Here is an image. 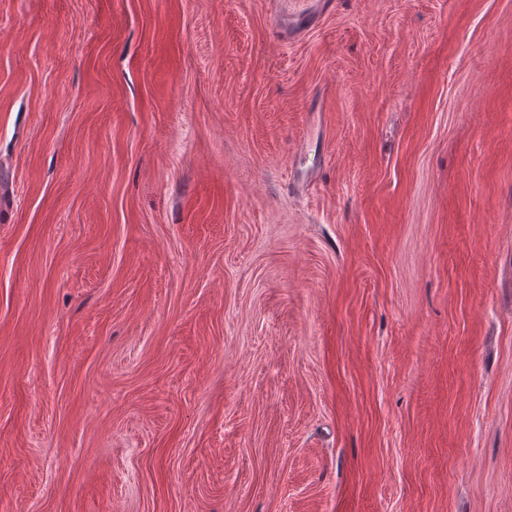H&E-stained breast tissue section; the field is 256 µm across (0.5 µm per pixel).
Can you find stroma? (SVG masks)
Returning a JSON list of instances; mask_svg holds the SVG:
<instances>
[{
	"instance_id": "1",
	"label": "stroma",
	"mask_w": 512,
	"mask_h": 512,
	"mask_svg": "<svg viewBox=\"0 0 512 512\" xmlns=\"http://www.w3.org/2000/svg\"><path fill=\"white\" fill-rule=\"evenodd\" d=\"M0 512H512V0H0Z\"/></svg>"
}]
</instances>
